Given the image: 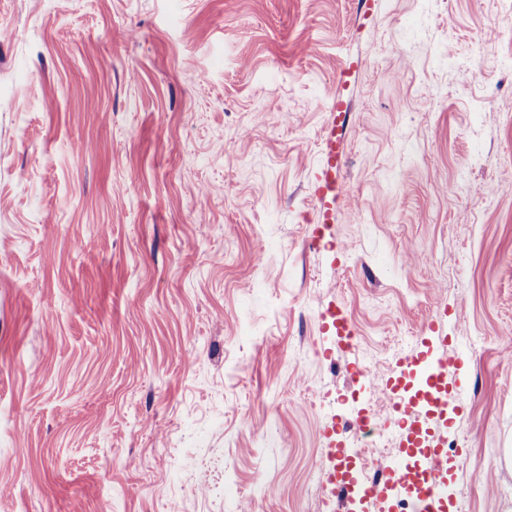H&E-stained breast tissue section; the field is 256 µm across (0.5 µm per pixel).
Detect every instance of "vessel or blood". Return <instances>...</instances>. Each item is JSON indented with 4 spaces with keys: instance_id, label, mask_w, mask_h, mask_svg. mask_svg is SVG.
<instances>
[{
    "instance_id": "b4317fda",
    "label": "vessel or blood",
    "mask_w": 512,
    "mask_h": 512,
    "mask_svg": "<svg viewBox=\"0 0 512 512\" xmlns=\"http://www.w3.org/2000/svg\"><path fill=\"white\" fill-rule=\"evenodd\" d=\"M327 333L334 344L343 349L354 345L353 331L347 314L340 307H328L321 314ZM401 363L426 362L424 386L412 398L400 397L401 382L389 378L385 390L396 395L397 424L405 435L400 442L401 458L387 465L388 481L364 485L363 502L366 512H382L392 498L412 494V512H457L444 486L448 472V450L441 443V433L434 427L448 420L449 404L458 402L461 388L454 380L455 364L438 357L422 359L421 355L401 356ZM330 440V465L320 475L328 498L339 497L343 488L359 482L356 454L345 441L337 437L338 424L329 421L320 429Z\"/></svg>"
}]
</instances>
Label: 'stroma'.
<instances>
[{"label":"stroma","instance_id":"35a3bbf8","mask_svg":"<svg viewBox=\"0 0 512 512\" xmlns=\"http://www.w3.org/2000/svg\"><path fill=\"white\" fill-rule=\"evenodd\" d=\"M438 309L512 512V0H0V512H352L319 429ZM322 165L324 174L323 186L318 188V193H322L325 190L333 191L336 187V170L338 169L339 163L335 148L332 145H329L322 154ZM321 318L327 333L333 338L336 347L350 349L355 341L347 314L340 307L329 306L321 313Z\"/></svg>","mask_w":512,"mask_h":512}]
</instances>
